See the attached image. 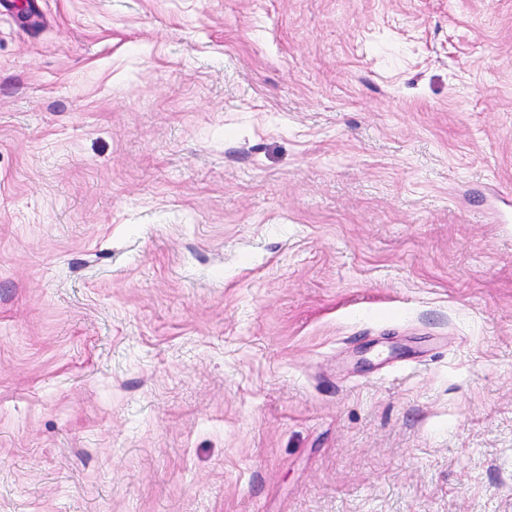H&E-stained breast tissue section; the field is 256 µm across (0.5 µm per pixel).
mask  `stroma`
Listing matches in <instances>:
<instances>
[{"mask_svg": "<svg viewBox=\"0 0 512 512\" xmlns=\"http://www.w3.org/2000/svg\"><path fill=\"white\" fill-rule=\"evenodd\" d=\"M0 512H512V0L0 8Z\"/></svg>", "mask_w": 512, "mask_h": 512, "instance_id": "1", "label": "stroma"}]
</instances>
